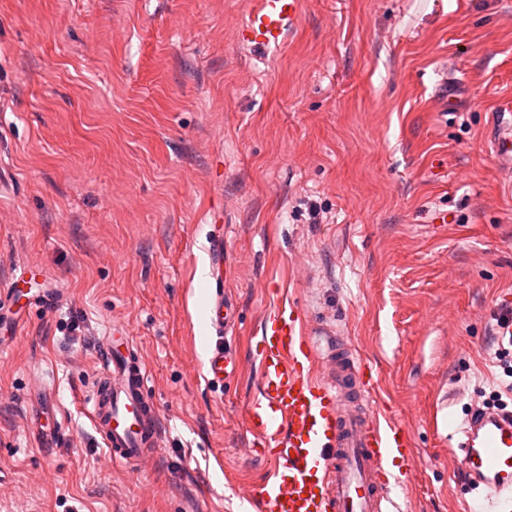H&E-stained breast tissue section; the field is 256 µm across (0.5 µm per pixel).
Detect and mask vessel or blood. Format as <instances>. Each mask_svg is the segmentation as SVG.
<instances>
[{
    "mask_svg": "<svg viewBox=\"0 0 512 512\" xmlns=\"http://www.w3.org/2000/svg\"><path fill=\"white\" fill-rule=\"evenodd\" d=\"M303 0H248L236 30L238 44L280 50L302 17ZM497 166L512 170V113L497 116L489 136ZM234 309L215 298V332ZM127 329L112 326L102 351L104 371L91 392L92 422L113 461L129 463L155 449L159 419L146 391L141 360L133 359ZM258 391L245 422L258 444L270 448L273 474L253 495L259 512H403L395 488L402 476L386 473L388 460H409L408 428L374 396L369 366L344 340L321 346L309 315L288 296L265 312L256 343ZM235 354L214 349L206 378L235 376ZM456 462L472 490L484 493L490 512H512V416L475 409L458 422Z\"/></svg>",
    "mask_w": 512,
    "mask_h": 512,
    "instance_id": "vessel-or-blood-1",
    "label": "vessel or blood"
}]
</instances>
